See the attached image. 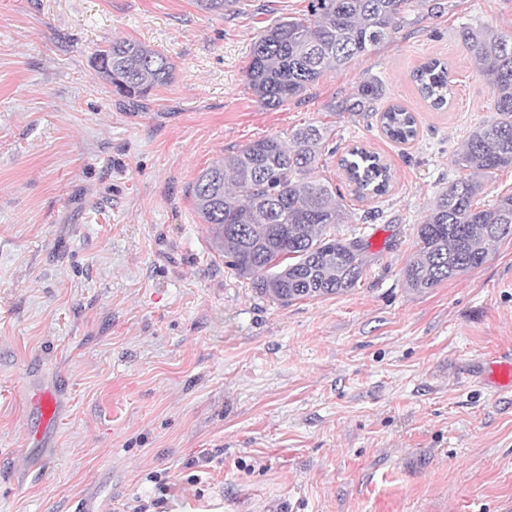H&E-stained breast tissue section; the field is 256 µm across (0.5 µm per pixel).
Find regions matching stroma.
Returning <instances> with one entry per match:
<instances>
[{
  "mask_svg": "<svg viewBox=\"0 0 512 512\" xmlns=\"http://www.w3.org/2000/svg\"><path fill=\"white\" fill-rule=\"evenodd\" d=\"M411 0L370 54L265 110L243 78L273 20L309 0H0V512H129L170 486L164 512H512V240L441 285L406 288L417 227L495 98L461 27L512 30V0ZM166 55L171 82L137 103L92 58L115 39ZM453 81L438 111L413 70ZM418 137L338 111L366 80ZM312 122L337 153L343 237L369 246L348 293L288 306L258 297L213 247L189 187L213 161ZM392 169L360 199L349 147ZM53 390V434L25 438ZM380 125L389 139L400 144H406L417 137L416 118L399 105H390L380 113Z\"/></svg>",
  "mask_w": 512,
  "mask_h": 512,
  "instance_id": "stroma-1",
  "label": "stroma"
}]
</instances>
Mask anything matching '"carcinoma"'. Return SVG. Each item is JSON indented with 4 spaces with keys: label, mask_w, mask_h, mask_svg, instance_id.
<instances>
[{
    "label": "carcinoma",
    "mask_w": 512,
    "mask_h": 512,
    "mask_svg": "<svg viewBox=\"0 0 512 512\" xmlns=\"http://www.w3.org/2000/svg\"><path fill=\"white\" fill-rule=\"evenodd\" d=\"M236 0H195L197 8L222 14ZM408 0H310L311 18L280 17L257 36L244 81L265 109L296 99L328 71L369 54L403 26ZM462 40L495 96L498 117L475 127L452 163L464 174L441 191L417 233V249L403 269L406 287L434 288L481 266L499 244L512 239V195L488 208L475 203L479 172L512 166V31L463 27ZM95 68L112 91L145 98L173 78L168 58L137 41H115L94 53ZM421 96L435 109L448 105V67L430 59L412 73ZM382 88L360 84L340 105L343 112H374ZM380 125L394 142L417 137L416 118L391 105ZM328 128L305 124L284 141L276 134L213 162L190 188L196 212L214 229L217 249L255 293L287 306L301 299L344 294L364 275L366 240L336 235L345 223L340 188L316 175L333 154ZM360 198L388 192L390 168L366 151L339 160Z\"/></svg>",
    "instance_id": "obj_1"
}]
</instances>
